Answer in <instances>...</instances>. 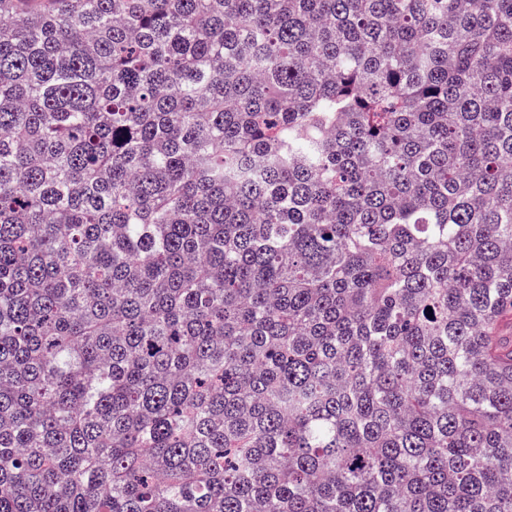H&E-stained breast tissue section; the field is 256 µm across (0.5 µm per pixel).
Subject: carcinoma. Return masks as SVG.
<instances>
[{
  "label": "carcinoma",
  "instance_id": "cac0c4a2",
  "mask_svg": "<svg viewBox=\"0 0 512 512\" xmlns=\"http://www.w3.org/2000/svg\"><path fill=\"white\" fill-rule=\"evenodd\" d=\"M0 512H512V0H0Z\"/></svg>",
  "mask_w": 512,
  "mask_h": 512
}]
</instances>
